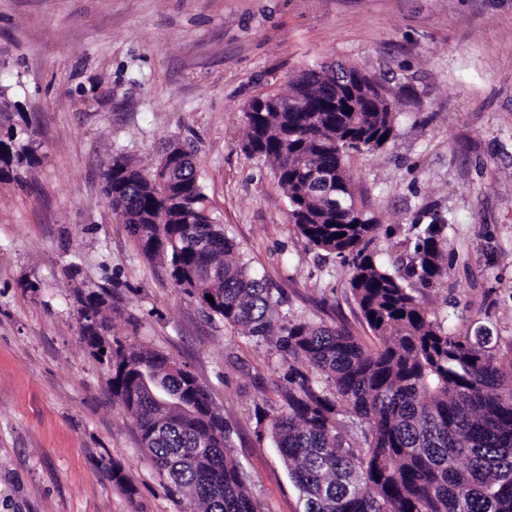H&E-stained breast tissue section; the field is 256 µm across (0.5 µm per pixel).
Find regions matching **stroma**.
I'll return each mask as SVG.
<instances>
[{
  "label": "stroma",
  "mask_w": 512,
  "mask_h": 512,
  "mask_svg": "<svg viewBox=\"0 0 512 512\" xmlns=\"http://www.w3.org/2000/svg\"><path fill=\"white\" fill-rule=\"evenodd\" d=\"M382 77L396 137L348 174L383 261L445 226L448 276L416 296L460 333L512 336V0H0V80L35 125L31 179L0 183V512H181L80 332L108 290L109 339L190 371L224 413L263 512H303L268 424L288 365L207 316L113 213L102 172L192 152L213 218L290 318L373 338L350 268L311 249L271 170L247 159L245 104L302 71Z\"/></svg>",
  "instance_id": "stroma-1"
}]
</instances>
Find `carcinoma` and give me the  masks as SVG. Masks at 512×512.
I'll return each mask as SVG.
<instances>
[{"instance_id":"carcinoma-1","label":"carcinoma","mask_w":512,"mask_h":512,"mask_svg":"<svg viewBox=\"0 0 512 512\" xmlns=\"http://www.w3.org/2000/svg\"><path fill=\"white\" fill-rule=\"evenodd\" d=\"M329 81L334 65L304 71L286 95L252 97L242 151L270 166L308 246L348 262L374 345L280 310L278 289L251 272L212 218L190 151L174 158L163 149L148 173L113 156L105 195L175 287L246 336L277 337L289 373L270 429L304 512H512V337L486 328L458 334L414 295L415 286L431 288L448 274L445 225H412L391 264L370 248L379 224L346 165L395 138V107L382 80L355 67L338 90L360 111L331 112ZM39 163L30 122L0 84V182H18ZM332 190L348 210H336ZM103 306L99 294L85 299L82 335L98 359L112 361V398L134 419L170 493L188 512H262L206 387L159 353L117 340L104 347ZM342 412L360 435H342Z\"/></svg>"}]
</instances>
